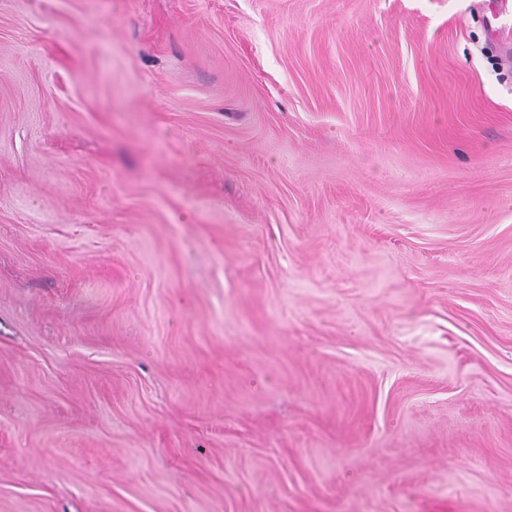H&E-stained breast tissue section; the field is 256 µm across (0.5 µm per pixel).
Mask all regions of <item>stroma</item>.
<instances>
[{"instance_id": "35a3bbf8", "label": "stroma", "mask_w": 512, "mask_h": 512, "mask_svg": "<svg viewBox=\"0 0 512 512\" xmlns=\"http://www.w3.org/2000/svg\"><path fill=\"white\" fill-rule=\"evenodd\" d=\"M512 0H0V512H512Z\"/></svg>"}]
</instances>
